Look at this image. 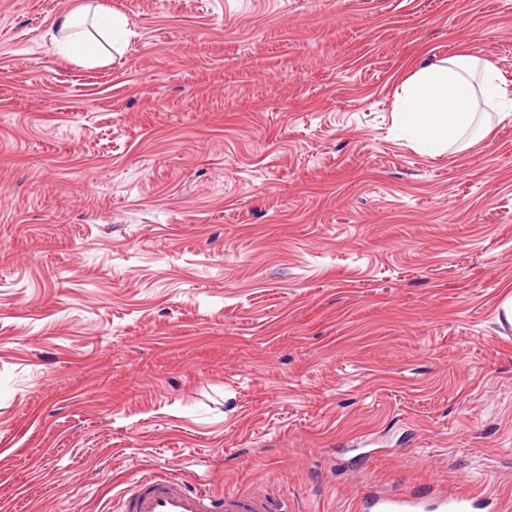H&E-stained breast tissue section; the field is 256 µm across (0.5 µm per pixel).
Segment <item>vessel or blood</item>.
<instances>
[{"instance_id": "obj_1", "label": "vessel or blood", "mask_w": 512, "mask_h": 512, "mask_svg": "<svg viewBox=\"0 0 512 512\" xmlns=\"http://www.w3.org/2000/svg\"><path fill=\"white\" fill-rule=\"evenodd\" d=\"M472 493L438 491L432 498L403 493H372L361 512H472ZM118 512H289L285 500L267 492L210 493L205 484L177 471L152 473L134 481L119 498Z\"/></svg>"}]
</instances>
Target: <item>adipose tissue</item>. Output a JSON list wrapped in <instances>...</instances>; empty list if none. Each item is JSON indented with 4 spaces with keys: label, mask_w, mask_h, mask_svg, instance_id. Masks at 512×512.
<instances>
[{
    "label": "adipose tissue",
    "mask_w": 512,
    "mask_h": 512,
    "mask_svg": "<svg viewBox=\"0 0 512 512\" xmlns=\"http://www.w3.org/2000/svg\"><path fill=\"white\" fill-rule=\"evenodd\" d=\"M74 25L71 15L54 22L62 34L57 43L61 54L90 65L111 60V52L103 45L89 46L71 35ZM480 97L487 100L499 122H512V79L493 63L462 48L404 78L397 99V117L413 139L432 152L463 150L473 144L469 131L477 120L476 100Z\"/></svg>",
    "instance_id": "adipose-tissue-1"
}]
</instances>
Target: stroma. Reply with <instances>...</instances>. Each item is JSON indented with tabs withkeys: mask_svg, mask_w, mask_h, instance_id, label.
Masks as SVG:
<instances>
[{
	"mask_svg": "<svg viewBox=\"0 0 512 512\" xmlns=\"http://www.w3.org/2000/svg\"><path fill=\"white\" fill-rule=\"evenodd\" d=\"M82 5L109 64L56 47ZM461 45L512 75V0H0V512L149 468L512 504V123L394 112Z\"/></svg>",
	"mask_w": 512,
	"mask_h": 512,
	"instance_id": "obj_1",
	"label": "stroma"
}]
</instances>
